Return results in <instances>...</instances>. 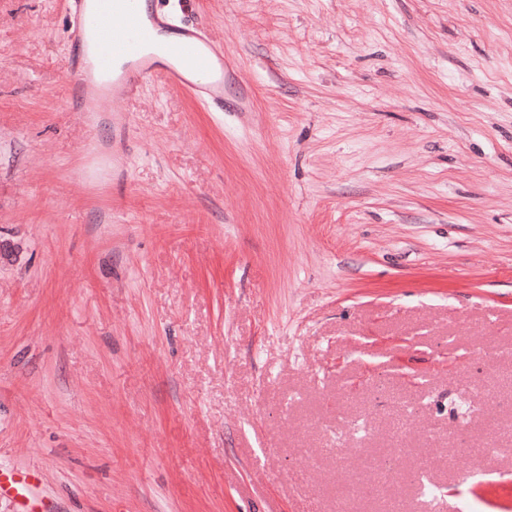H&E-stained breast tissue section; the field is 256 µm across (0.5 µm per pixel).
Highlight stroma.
<instances>
[{
    "label": "stroma",
    "mask_w": 512,
    "mask_h": 512,
    "mask_svg": "<svg viewBox=\"0 0 512 512\" xmlns=\"http://www.w3.org/2000/svg\"><path fill=\"white\" fill-rule=\"evenodd\" d=\"M164 2L223 116L0 0V512H512V0Z\"/></svg>",
    "instance_id": "35a3bbf8"
}]
</instances>
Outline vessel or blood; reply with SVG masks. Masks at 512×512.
<instances>
[{"label":"vessel or blood","mask_w":512,"mask_h":512,"mask_svg":"<svg viewBox=\"0 0 512 512\" xmlns=\"http://www.w3.org/2000/svg\"><path fill=\"white\" fill-rule=\"evenodd\" d=\"M68 40L79 111L120 114L157 79L224 109L223 50L198 28L173 26L147 0H71Z\"/></svg>","instance_id":"obj_1"}]
</instances>
